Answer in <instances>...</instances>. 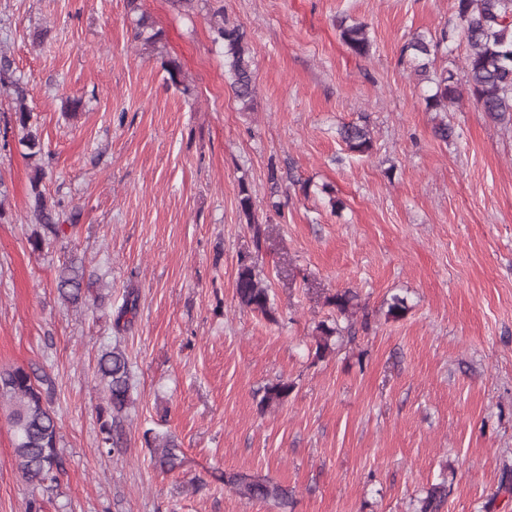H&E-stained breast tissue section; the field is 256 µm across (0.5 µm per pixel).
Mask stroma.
<instances>
[{"instance_id":"1","label":"stroma","mask_w":512,"mask_h":512,"mask_svg":"<svg viewBox=\"0 0 512 512\" xmlns=\"http://www.w3.org/2000/svg\"><path fill=\"white\" fill-rule=\"evenodd\" d=\"M164 33L133 38L124 0H0V42L28 82L47 160L48 197L72 199L76 231L42 251L29 238L32 162L18 131L0 138L8 189L0 219V371L47 372L63 470L56 488L16 469L0 404V512H276L216 476L258 472L292 489L293 512H414L439 473L445 512H512V123L473 101L429 112L400 49L456 22L454 0H142ZM244 26L253 111L224 73L209 16ZM369 27V57L337 17ZM50 28L44 43L30 33ZM173 59L183 88L162 68ZM81 98L77 118L67 102ZM366 118L374 149L336 130ZM447 121L448 140L433 128ZM280 211L267 206L270 174ZM248 187L262 249L238 208ZM341 200L332 209L331 199ZM80 256L104 304L75 309L56 270ZM256 265L277 323L235 296L240 259ZM360 295L368 327L316 355L329 295ZM138 295L124 332L113 323ZM405 317L387 315L393 296ZM121 344L133 404L125 453L102 442V350ZM284 378L282 405L258 406ZM178 441L183 471L155 468L142 434Z\"/></svg>"}]
</instances>
